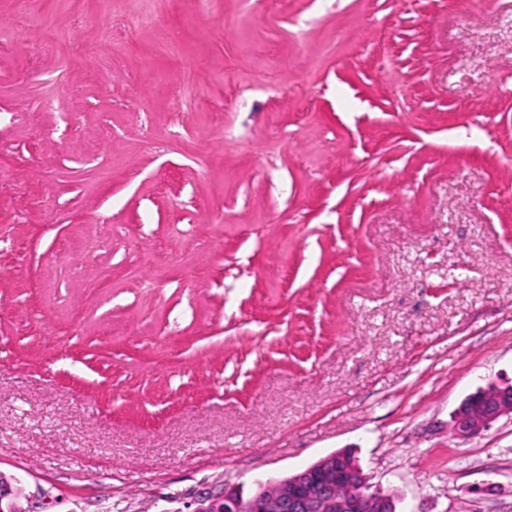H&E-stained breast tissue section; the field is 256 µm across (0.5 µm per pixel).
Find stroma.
Wrapping results in <instances>:
<instances>
[{"instance_id": "1", "label": "stroma", "mask_w": 512, "mask_h": 512, "mask_svg": "<svg viewBox=\"0 0 512 512\" xmlns=\"http://www.w3.org/2000/svg\"><path fill=\"white\" fill-rule=\"evenodd\" d=\"M1 113L26 512L342 449L397 512H512V420L449 426L512 380V0H0ZM503 417L512 419V382L488 384L465 398L453 413L451 428L455 436L469 439Z\"/></svg>"}]
</instances>
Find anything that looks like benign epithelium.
<instances>
[{
  "label": "benign epithelium",
  "mask_w": 512,
  "mask_h": 512,
  "mask_svg": "<svg viewBox=\"0 0 512 512\" xmlns=\"http://www.w3.org/2000/svg\"><path fill=\"white\" fill-rule=\"evenodd\" d=\"M512 418V383L489 384L463 400L451 428L462 439ZM190 512H396L394 496L369 483L354 453L334 452L302 471L257 481L254 494L234 489L208 491L191 503Z\"/></svg>",
  "instance_id": "benign-epithelium-1"
}]
</instances>
